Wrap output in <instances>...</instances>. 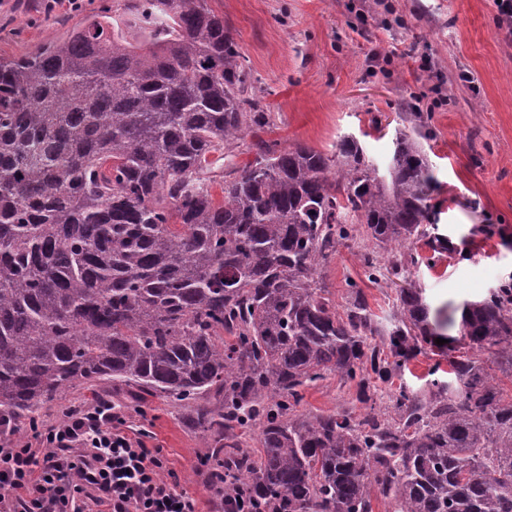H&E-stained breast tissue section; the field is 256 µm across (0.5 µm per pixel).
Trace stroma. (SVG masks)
<instances>
[{"mask_svg":"<svg viewBox=\"0 0 512 512\" xmlns=\"http://www.w3.org/2000/svg\"><path fill=\"white\" fill-rule=\"evenodd\" d=\"M0 0V59H17L60 38L112 0ZM245 57L247 80L274 124L264 139L300 142L333 153L345 136L359 139L369 160L385 168L400 112L431 111L424 140L434 176L437 232L450 243L420 259L409 280L422 288L429 321L445 345L421 352L376 397L389 403L400 387L425 388L435 363L468 351L459 335L462 306L512 283V38L496 27L494 0H209ZM389 57L371 67L372 54ZM363 241L340 245L321 270L338 308L350 283L371 311L387 318L397 286L366 278ZM355 384L329 376L306 387L301 412L356 402ZM147 430L181 487L209 512L212 491L196 472L212 443L193 429L177 405L151 397L127 413Z\"/></svg>","mask_w":512,"mask_h":512,"instance_id":"stroma-1","label":"stroma"}]
</instances>
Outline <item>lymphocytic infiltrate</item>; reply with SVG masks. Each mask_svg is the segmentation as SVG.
<instances>
[{
  "label": "lymphocytic infiltrate",
  "mask_w": 512,
  "mask_h": 512,
  "mask_svg": "<svg viewBox=\"0 0 512 512\" xmlns=\"http://www.w3.org/2000/svg\"><path fill=\"white\" fill-rule=\"evenodd\" d=\"M12 434L0 422V512H196L160 449L110 399L31 421L21 442Z\"/></svg>",
  "instance_id": "f902f5d3"
}]
</instances>
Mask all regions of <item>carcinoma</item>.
Listing matches in <instances>:
<instances>
[{
  "mask_svg": "<svg viewBox=\"0 0 512 512\" xmlns=\"http://www.w3.org/2000/svg\"><path fill=\"white\" fill-rule=\"evenodd\" d=\"M401 120L383 175L353 137L331 156L259 138L225 162L273 118L208 0H112L0 60V417L123 384L187 406L256 512H512V400L480 360L512 369V283L464 307L453 381L400 388L391 415L368 392L429 342L421 290L380 327L356 283L342 314L322 284L348 241L399 253L365 257L372 281L415 263L428 117ZM329 375L364 413H298Z\"/></svg>",
  "mask_w": 512,
  "mask_h": 512,
  "instance_id": "obj_1",
  "label": "carcinoma"
}]
</instances>
